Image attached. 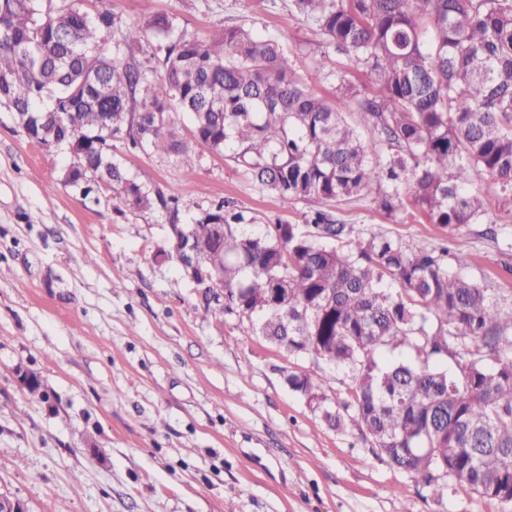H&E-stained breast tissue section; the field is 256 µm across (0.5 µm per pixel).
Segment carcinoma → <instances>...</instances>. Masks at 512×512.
<instances>
[{
  "label": "carcinoma",
  "mask_w": 512,
  "mask_h": 512,
  "mask_svg": "<svg viewBox=\"0 0 512 512\" xmlns=\"http://www.w3.org/2000/svg\"><path fill=\"white\" fill-rule=\"evenodd\" d=\"M292 6L369 68L374 92L357 99V113L378 140L362 141L296 76L276 35L230 26L201 40L153 15L107 49L116 15L79 0H0V104L43 142L68 138L69 116L83 143L65 182L87 184L86 197L106 184L126 209L160 210L173 224L185 189L136 182L109 150L123 138L194 166L180 113L190 116L196 143L216 153L234 146L246 174L284 207L372 195L390 213L409 182L428 223L452 236L486 214L469 190L475 176L512 192V0ZM151 37L160 52L155 78L131 61ZM244 221L221 203L190 225L224 286V300L206 301V311L235 313L247 335L348 369V418L393 467L512 503V307L491 304L467 275L450 273L446 247L407 248L381 231L339 224L323 208L263 236L239 232ZM350 239L354 247L336 246ZM400 346L417 362L379 363L382 349ZM443 356L458 373L437 364ZM286 382L329 426L345 423L309 375L290 372Z\"/></svg>",
  "instance_id": "obj_1"
}]
</instances>
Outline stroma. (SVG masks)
<instances>
[{
	"instance_id": "stroma-1",
	"label": "stroma",
	"mask_w": 512,
	"mask_h": 512,
	"mask_svg": "<svg viewBox=\"0 0 512 512\" xmlns=\"http://www.w3.org/2000/svg\"><path fill=\"white\" fill-rule=\"evenodd\" d=\"M122 27L165 14L205 39L227 26L276 35L295 72L327 79L316 91L348 116L356 99L331 73L373 93L367 68L327 45L291 0H106ZM186 168L166 157L112 153L151 187L180 184L179 220L234 203L243 231L263 235L283 220L304 223L318 201L282 208L224 153L196 146ZM63 147L31 140L0 105V488L28 512H512L455 481L424 486L376 455L353 423L329 428L292 391L289 372L310 375L345 406L348 370L291 355L242 333L238 316L217 319L171 259L169 220L129 212L111 193L84 196L66 184ZM472 189L487 210L448 237L402 190L385 213L368 196L333 203L344 224L383 229L404 246L449 245L463 272L498 305L512 304V224L491 177ZM497 225V238L485 236ZM34 376L41 399L23 376Z\"/></svg>"
}]
</instances>
